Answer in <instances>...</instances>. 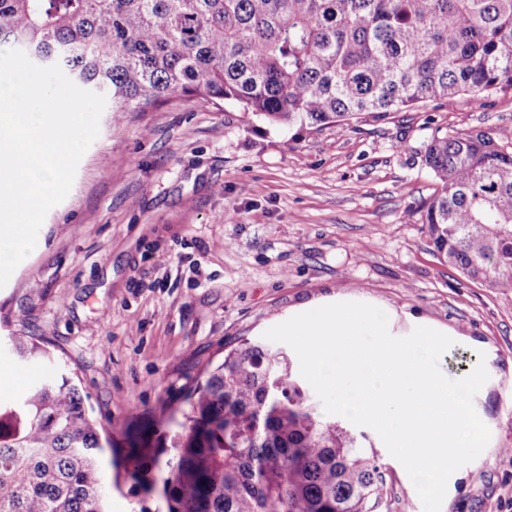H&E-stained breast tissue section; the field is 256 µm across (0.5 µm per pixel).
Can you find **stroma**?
<instances>
[{
  "label": "stroma",
  "instance_id": "1",
  "mask_svg": "<svg viewBox=\"0 0 512 512\" xmlns=\"http://www.w3.org/2000/svg\"><path fill=\"white\" fill-rule=\"evenodd\" d=\"M439 128L511 143L512 93L342 131L285 130L181 94L117 124L103 113L70 193L0 288V320L47 339L119 442L222 360L225 342L262 339L303 308L369 303L397 337L428 323L454 341L445 376L481 363L489 374L474 408L490 442L453 474L441 512H512V293L468 281L432 250L416 208L437 183L419 151ZM55 371L0 358V398ZM335 422L375 452L393 482L390 512H424L377 433ZM103 474L107 512H167L160 491L111 461Z\"/></svg>",
  "mask_w": 512,
  "mask_h": 512
}]
</instances>
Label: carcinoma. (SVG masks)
I'll return each mask as SVG.
<instances>
[{"mask_svg": "<svg viewBox=\"0 0 512 512\" xmlns=\"http://www.w3.org/2000/svg\"><path fill=\"white\" fill-rule=\"evenodd\" d=\"M60 64L115 120L173 93L229 103L282 128L383 117L432 99L512 93V0H0V46ZM422 162L433 250L465 278L512 292V146L437 132ZM8 334L16 363L52 360ZM67 372L0 400V512H106L101 461L117 443ZM152 435L129 436L126 476L167 456V512H384L374 452L324 423L280 348L227 342Z\"/></svg>", "mask_w": 512, "mask_h": 512, "instance_id": "cac0c4a2", "label": "carcinoma"}]
</instances>
